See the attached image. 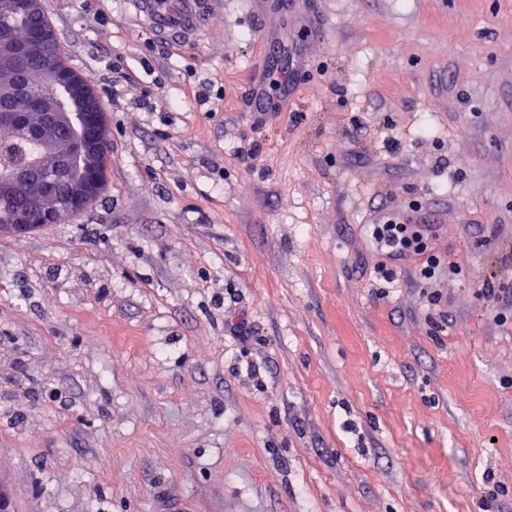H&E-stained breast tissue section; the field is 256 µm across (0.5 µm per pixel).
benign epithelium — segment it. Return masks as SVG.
I'll list each match as a JSON object with an SVG mask.
<instances>
[{
    "instance_id": "obj_1",
    "label": "benign epithelium",
    "mask_w": 512,
    "mask_h": 512,
    "mask_svg": "<svg viewBox=\"0 0 512 512\" xmlns=\"http://www.w3.org/2000/svg\"><path fill=\"white\" fill-rule=\"evenodd\" d=\"M13 8L28 20L27 34L19 42H0V54L17 61H39L44 82L23 90L38 124L3 97L0 128L18 137H39L44 150L0 172L1 236L63 223L93 205L106 188L104 157L110 148L107 115L91 78L50 64L57 36L43 22L41 0H16ZM74 163L81 167L77 176L70 173Z\"/></svg>"
}]
</instances>
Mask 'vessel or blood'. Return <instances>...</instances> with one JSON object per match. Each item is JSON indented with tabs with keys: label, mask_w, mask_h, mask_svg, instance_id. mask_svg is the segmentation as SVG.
<instances>
[{
	"label": "vessel or blood",
	"mask_w": 512,
	"mask_h": 512,
	"mask_svg": "<svg viewBox=\"0 0 512 512\" xmlns=\"http://www.w3.org/2000/svg\"><path fill=\"white\" fill-rule=\"evenodd\" d=\"M172 0H130L133 10L147 23L151 32L175 41L191 42L199 36L205 21L222 0H181L174 8Z\"/></svg>",
	"instance_id": "vessel-or-blood-1"
}]
</instances>
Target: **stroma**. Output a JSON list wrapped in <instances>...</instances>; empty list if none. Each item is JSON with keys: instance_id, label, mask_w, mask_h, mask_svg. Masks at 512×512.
Masks as SVG:
<instances>
[{"instance_id": "35a3bbf8", "label": "stroma", "mask_w": 512, "mask_h": 512, "mask_svg": "<svg viewBox=\"0 0 512 512\" xmlns=\"http://www.w3.org/2000/svg\"><path fill=\"white\" fill-rule=\"evenodd\" d=\"M42 7L111 150L0 236L12 512H512V0ZM182 8H173L172 0H131L130 6L156 35L171 40L192 42L199 36L204 22L222 0H178ZM385 223L371 225L372 237L381 246L390 248L391 253L412 256L421 255L426 251L419 224H397L393 220Z\"/></svg>"}]
</instances>
